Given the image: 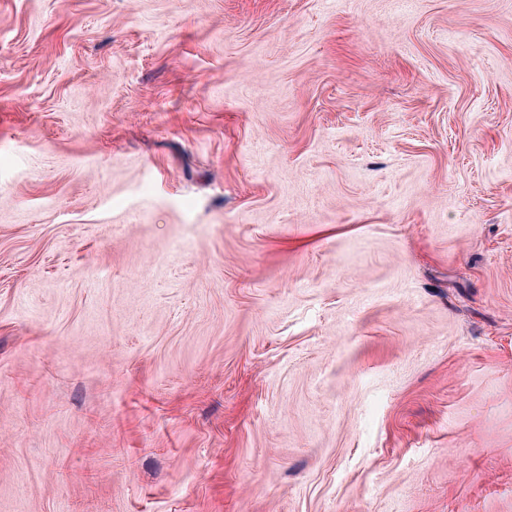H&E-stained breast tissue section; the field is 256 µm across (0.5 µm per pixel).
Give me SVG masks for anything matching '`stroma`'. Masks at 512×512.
Returning a JSON list of instances; mask_svg holds the SVG:
<instances>
[{
    "label": "stroma",
    "instance_id": "stroma-1",
    "mask_svg": "<svg viewBox=\"0 0 512 512\" xmlns=\"http://www.w3.org/2000/svg\"><path fill=\"white\" fill-rule=\"evenodd\" d=\"M0 512H512V0H0Z\"/></svg>",
    "mask_w": 512,
    "mask_h": 512
}]
</instances>
